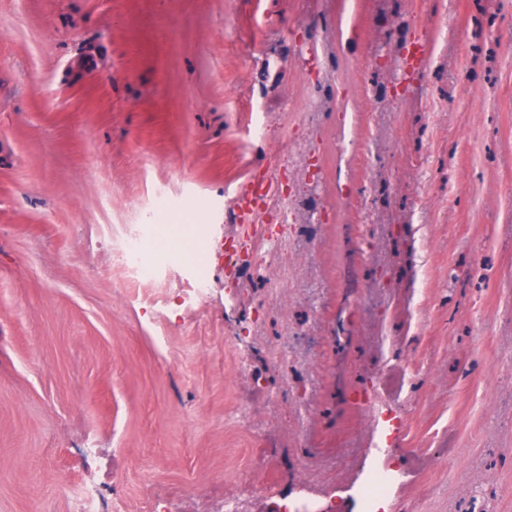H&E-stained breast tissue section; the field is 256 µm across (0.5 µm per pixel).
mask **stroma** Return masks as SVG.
Instances as JSON below:
<instances>
[{
	"label": "stroma",
	"mask_w": 512,
	"mask_h": 512,
	"mask_svg": "<svg viewBox=\"0 0 512 512\" xmlns=\"http://www.w3.org/2000/svg\"><path fill=\"white\" fill-rule=\"evenodd\" d=\"M511 37L512 0H0V512H362L382 466L377 512H512ZM256 168L302 217L234 284ZM183 217L191 260L126 268Z\"/></svg>",
	"instance_id": "obj_1"
}]
</instances>
